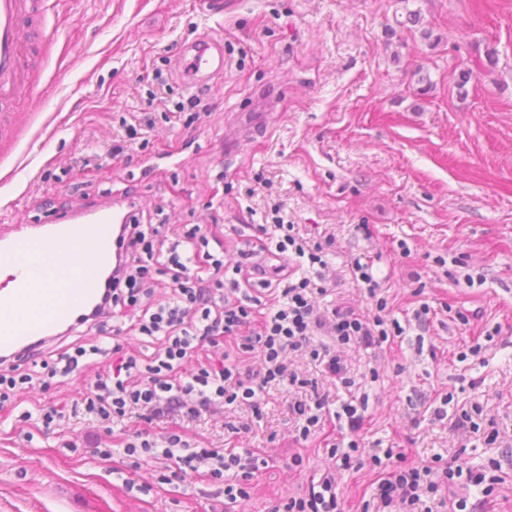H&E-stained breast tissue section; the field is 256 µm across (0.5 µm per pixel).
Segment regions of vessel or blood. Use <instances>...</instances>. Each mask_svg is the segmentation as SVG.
I'll return each instance as SVG.
<instances>
[{
    "label": "vessel or blood",
    "mask_w": 512,
    "mask_h": 512,
    "mask_svg": "<svg viewBox=\"0 0 512 512\" xmlns=\"http://www.w3.org/2000/svg\"><path fill=\"white\" fill-rule=\"evenodd\" d=\"M48 11L49 0H0V100L29 92L23 67L31 44L24 22L45 19ZM190 50L195 80L223 71L222 42L204 37ZM134 210L130 204L117 213L107 205L64 214L51 224L0 227V266L11 269L14 282L11 299L0 304V357L25 356L95 305L121 227Z\"/></svg>",
    "instance_id": "1"
}]
</instances>
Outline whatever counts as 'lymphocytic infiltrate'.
<instances>
[{
	"instance_id": "lymphocytic-infiltrate-1",
	"label": "lymphocytic infiltrate",
	"mask_w": 512,
	"mask_h": 512,
	"mask_svg": "<svg viewBox=\"0 0 512 512\" xmlns=\"http://www.w3.org/2000/svg\"><path fill=\"white\" fill-rule=\"evenodd\" d=\"M209 243L207 232L197 225L167 243L161 239L158 225L132 220L118 242L120 266L109 282L105 303L125 313L129 331L159 341L158 351L128 353L116 343L109 348L76 344L53 358L39 351L32 353L27 357L31 370L0 373V409L11 404L26 385L37 381L47 389L54 380H72L83 374L93 357L111 358V372L97 376L80 400L70 405L44 402L37 413H24V420L39 416L43 433L50 434L70 412L88 416L106 429L136 416L141 428L122 438L127 457L173 462L177 479L203 473L207 480L223 485L228 505L249 497V481L256 467L252 451L195 450L183 433L155 435L154 423L172 415L191 422L218 403H238L260 412L271 386L307 387V380L288 370L285 359L292 352H310L313 359L323 360L325 372L344 378L346 369L339 358H322L319 350L313 349L315 331H326L342 345L369 346L401 335L403 329L391 318L386 302L378 298L379 285L366 264L352 266L355 280L365 285L375 301L374 310L364 314L349 307L317 309L314 297L325 294L326 289L306 274L298 276L289 270L273 283L257 280L258 259L272 250L284 258H308L313 265L322 261V244L310 245L296 237L293 225L282 217L259 226L256 234L244 241L236 259L228 261L212 253ZM228 271L233 272V279H225ZM159 275L170 288L162 300L154 297ZM254 282L273 290L275 304L267 307L260 298L242 295V284ZM217 350L222 357L215 361L210 354ZM255 350L263 357L256 368L246 362ZM193 357L199 359V368L184 374L185 361ZM327 403V396L318 395L311 401L298 399L289 404L300 440L324 434ZM396 459V465L383 469L376 480L374 497L382 512H433L443 487L457 482L478 487L486 481L484 473L452 461L438 471L407 462L401 452ZM272 512H343L333 475L310 485L303 496L278 503Z\"/></svg>"
}]
</instances>
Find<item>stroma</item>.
<instances>
[{"mask_svg": "<svg viewBox=\"0 0 512 512\" xmlns=\"http://www.w3.org/2000/svg\"><path fill=\"white\" fill-rule=\"evenodd\" d=\"M53 3L29 64L32 92L0 119V225L129 199L143 223L172 234L221 225L231 251L278 213L326 245L334 286L316 298L324 309L370 308L350 268L372 257L403 335L370 348L313 338L342 357L367 401L361 466L336 473L345 512L371 503L370 458L388 448L497 476L490 495L457 485L448 496L512 512V0ZM410 10L421 26L402 27ZM204 35L223 41L224 71L198 86L183 75L182 51ZM464 68L462 98L454 78ZM192 94V125L166 122ZM143 112L154 120L146 144L83 167L124 138L122 119ZM496 326L499 336L481 340ZM110 369L97 359L85 378L27 389L0 412V512H270L331 464L321 439L296 441L288 403L304 392L285 384L260 415L223 404L185 426L189 441L220 448L228 426L248 425L238 445L262 463L249 498L229 511L220 484L132 461L84 418L64 422L61 438L21 421L38 403H71ZM465 411L477 430L455 428ZM491 425L501 445L484 444Z\"/></svg>", "mask_w": 512, "mask_h": 512, "instance_id": "obj_1", "label": "stroma"}]
</instances>
